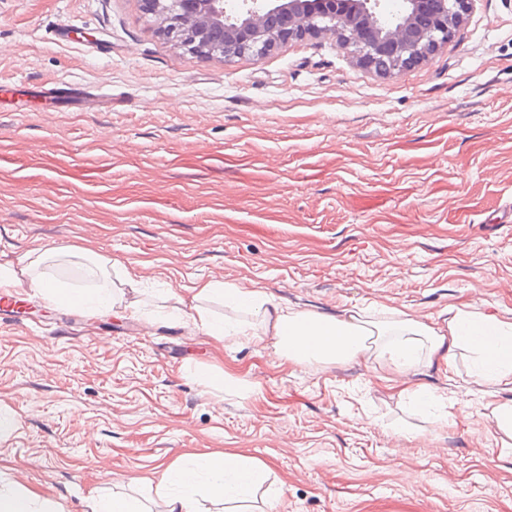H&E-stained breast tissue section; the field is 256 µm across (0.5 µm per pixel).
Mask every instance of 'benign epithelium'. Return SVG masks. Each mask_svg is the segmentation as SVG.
Listing matches in <instances>:
<instances>
[{"label":"benign epithelium","mask_w":512,"mask_h":512,"mask_svg":"<svg viewBox=\"0 0 512 512\" xmlns=\"http://www.w3.org/2000/svg\"><path fill=\"white\" fill-rule=\"evenodd\" d=\"M162 34L193 57L264 58L292 39L331 35L356 62L397 75L448 48L474 0H142Z\"/></svg>","instance_id":"1"}]
</instances>
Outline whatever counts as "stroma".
<instances>
[{
    "mask_svg": "<svg viewBox=\"0 0 512 512\" xmlns=\"http://www.w3.org/2000/svg\"><path fill=\"white\" fill-rule=\"evenodd\" d=\"M140 0H0V266L89 247L151 321L0 303V480L85 512L190 452L269 469L261 512H512V384L374 360L294 366L168 313L218 279L295 310L512 319V0H475L432 61L379 76L329 35L194 58ZM224 371L233 386L210 384ZM431 388L448 420L402 388ZM409 427V437L396 435ZM117 278L120 285H122L119 286V291L122 292V295L125 294L122 288H126V292L130 293L131 298H133L123 306V310L133 317L148 318L149 314L141 309L142 300L139 297L142 293L141 288L144 286L143 281L125 269L120 271V276ZM487 416L493 421L498 432L512 439V403L494 405Z\"/></svg>",
    "mask_w": 512,
    "mask_h": 512,
    "instance_id": "obj_1",
    "label": "stroma"
}]
</instances>
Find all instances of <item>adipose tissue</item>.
Instances as JSON below:
<instances>
[{
    "instance_id": "obj_1",
    "label": "adipose tissue",
    "mask_w": 512,
    "mask_h": 512,
    "mask_svg": "<svg viewBox=\"0 0 512 512\" xmlns=\"http://www.w3.org/2000/svg\"><path fill=\"white\" fill-rule=\"evenodd\" d=\"M87 261L88 287L74 288L54 277L21 278L8 267H0V288L27 287L60 305L81 307L93 313L113 310L117 288H126L131 298L124 309L142 316V280L129 271L112 278L105 262L92 251ZM218 297L225 305L255 314L262 335L280 358L294 365L345 363L375 358L398 375L424 365L457 371V356L465 350L473 355L476 376L497 385L512 380V321L461 306L449 311L446 324L427 322L409 312L394 309L386 321L352 313L342 317L297 311L281 305L259 288H243L210 280L195 287L194 305L178 310V317L191 318L198 329L221 343L236 342L252 335L251 327L232 318L217 319L201 306ZM261 462L237 454L191 455L157 472V489L164 512H201L200 495L225 503V512H241L238 503L262 480Z\"/></svg>"
}]
</instances>
